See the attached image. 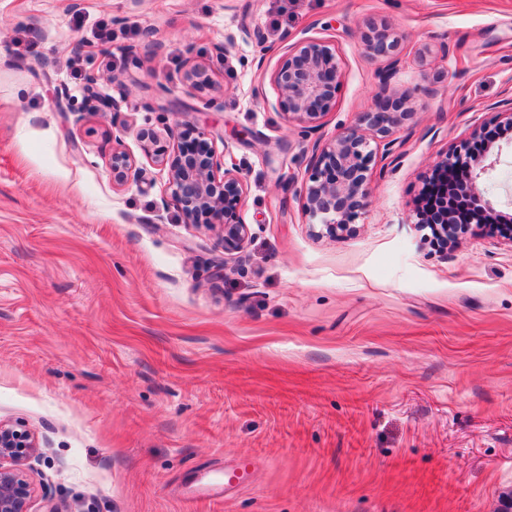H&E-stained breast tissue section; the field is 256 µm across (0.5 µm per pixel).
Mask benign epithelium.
<instances>
[{
  "label": "benign epithelium",
  "mask_w": 512,
  "mask_h": 512,
  "mask_svg": "<svg viewBox=\"0 0 512 512\" xmlns=\"http://www.w3.org/2000/svg\"><path fill=\"white\" fill-rule=\"evenodd\" d=\"M364 46L373 55L390 57V71L399 67L401 59L392 53L394 41L389 39V34L377 32L367 36ZM337 77L338 63L331 46L306 40L288 50L272 73L273 94H267L265 86L260 84L254 89V96L314 130L320 115L334 104ZM184 80L194 94H203L212 86L208 69L196 62L189 63ZM410 117L409 112L370 111L363 113L361 123L385 140L382 149L388 158L395 153L396 142L391 139L394 129ZM182 127L183 124H176L167 132V137L177 142L176 149L161 144V138L152 131L139 134L142 149L166 172L167 191L181 213L182 222L219 224L224 248L241 249L250 237V228L242 223L238 213L243 182L223 169L208 133L194 129L189 137ZM375 154L367 137L357 128L339 134L317 154L312 184L301 187L300 193L305 197L308 216L318 221L326 232L336 234L351 228L355 208L368 194L365 172ZM501 155L500 147H490L469 159L452 150L435 164L448 172L462 164L468 166L467 187L473 200L470 222L473 224H491L498 218L505 219L487 188ZM141 175V169L128 155L112 154V178L118 184L137 183ZM37 449V440L28 429L0 420V512H33L38 499L44 512H64L48 492L37 495L28 467Z\"/></svg>",
  "instance_id": "7a95c632"
}]
</instances>
